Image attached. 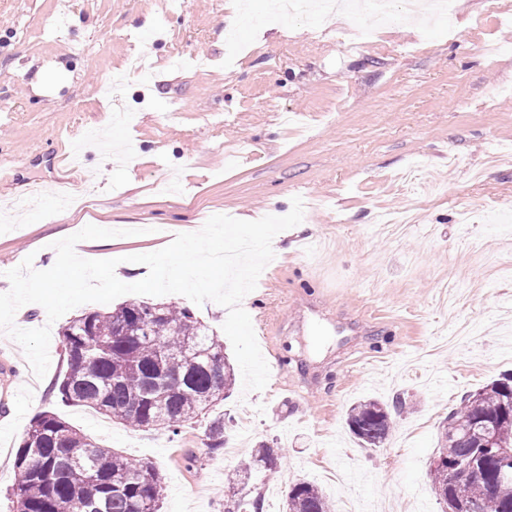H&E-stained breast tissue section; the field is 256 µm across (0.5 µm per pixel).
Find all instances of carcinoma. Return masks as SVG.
<instances>
[{"mask_svg": "<svg viewBox=\"0 0 512 512\" xmlns=\"http://www.w3.org/2000/svg\"><path fill=\"white\" fill-rule=\"evenodd\" d=\"M66 370L51 391L65 404L85 406L137 430L172 435L206 417L207 448L224 450V414L207 402L230 397L237 384L224 342L209 334L187 308L128 302L94 310L61 328ZM406 398L387 405L363 400L347 413L351 433L365 448L388 438L392 415ZM495 424L500 441L512 448V375H504L464 396L442 427L431 466L432 485L443 503L458 512H512V473H501L495 454L462 432L483 422ZM483 457L486 468L448 483V462ZM279 449L266 443L253 449L241 471L227 477L234 490L250 473L262 481L281 465ZM14 512H160L166 485L160 469L96 443L60 415L38 413L26 430L14 459ZM224 512H264L261 492L231 496ZM285 512H331V504L313 483L288 489Z\"/></svg>", "mask_w": 512, "mask_h": 512, "instance_id": "carcinoma-1", "label": "carcinoma"}]
</instances>
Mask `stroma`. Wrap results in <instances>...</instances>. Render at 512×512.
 Here are the masks:
<instances>
[{
	"instance_id": "stroma-1",
	"label": "stroma",
	"mask_w": 512,
	"mask_h": 512,
	"mask_svg": "<svg viewBox=\"0 0 512 512\" xmlns=\"http://www.w3.org/2000/svg\"><path fill=\"white\" fill-rule=\"evenodd\" d=\"M0 0V269L56 260L53 242L85 224L117 237L88 250L113 259L158 251L211 216H282L285 230L246 297L270 378L235 388L225 446L277 442L284 465L262 486L283 512L291 483L339 491L365 512L402 501L443 512L430 478L441 427L463 396L512 373V156L472 181L488 154L512 146V0H456L447 23L379 24L364 12L331 20L278 17L250 0ZM137 56L116 98L125 165L69 152L112 117L100 87ZM43 67L42 90L29 65ZM409 169L443 185L394 178ZM153 224L155 236L130 234ZM16 325L50 326V367L33 373L0 331V512H11L14 457L44 410L97 443L159 466L162 512H224L237 459L209 453L205 426L177 437L131 429L65 405L49 389L66 362L61 322L41 305ZM400 394L412 404L388 440L364 448L349 407ZM194 456L186 465V456Z\"/></svg>"
}]
</instances>
